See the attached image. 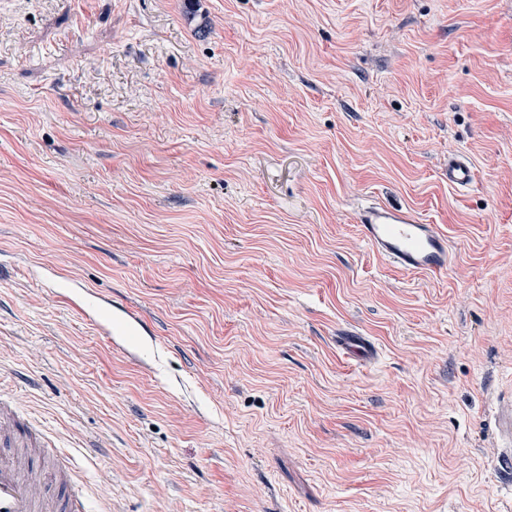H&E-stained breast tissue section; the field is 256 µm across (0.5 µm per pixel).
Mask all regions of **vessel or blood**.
I'll return each instance as SVG.
<instances>
[{"instance_id": "1", "label": "vessel or blood", "mask_w": 512, "mask_h": 512, "mask_svg": "<svg viewBox=\"0 0 512 512\" xmlns=\"http://www.w3.org/2000/svg\"><path fill=\"white\" fill-rule=\"evenodd\" d=\"M475 180L472 165L455 156L448 160V183L464 187ZM368 244L407 273L442 275L451 263L448 236L407 209L371 206L358 214ZM50 441L38 428L0 410V512H88V502L67 472L55 475L56 492L43 491L45 475L28 472L18 454L22 448H43Z\"/></svg>"}]
</instances>
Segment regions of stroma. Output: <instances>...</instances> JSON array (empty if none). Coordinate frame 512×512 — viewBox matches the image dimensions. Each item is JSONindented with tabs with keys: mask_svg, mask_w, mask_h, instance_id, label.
<instances>
[{
	"mask_svg": "<svg viewBox=\"0 0 512 512\" xmlns=\"http://www.w3.org/2000/svg\"><path fill=\"white\" fill-rule=\"evenodd\" d=\"M0 399L92 512H512V0H0ZM474 180L475 171L466 159L459 156L448 158V185L464 187ZM368 244L407 273L446 274L451 263L448 235L437 224H424L407 209L371 206L358 214Z\"/></svg>",
	"mask_w": 512,
	"mask_h": 512,
	"instance_id": "1",
	"label": "stroma"
}]
</instances>
